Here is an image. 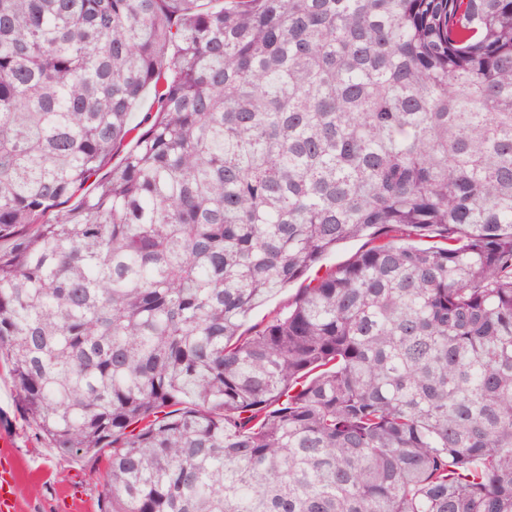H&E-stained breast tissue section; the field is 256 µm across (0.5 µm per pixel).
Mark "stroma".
I'll return each mask as SVG.
<instances>
[{
    "label": "stroma",
    "instance_id": "35a3bbf8",
    "mask_svg": "<svg viewBox=\"0 0 512 512\" xmlns=\"http://www.w3.org/2000/svg\"><path fill=\"white\" fill-rule=\"evenodd\" d=\"M0 448L11 449L20 467V512H102L105 455L70 457L52 448L27 419L2 362Z\"/></svg>",
    "mask_w": 512,
    "mask_h": 512
}]
</instances>
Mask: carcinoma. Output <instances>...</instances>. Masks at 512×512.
I'll list each match as a JSON object with an SVG mask.
<instances>
[{
  "instance_id": "1",
  "label": "carcinoma",
  "mask_w": 512,
  "mask_h": 512,
  "mask_svg": "<svg viewBox=\"0 0 512 512\" xmlns=\"http://www.w3.org/2000/svg\"><path fill=\"white\" fill-rule=\"evenodd\" d=\"M196 2L0 0L21 407L104 512H512V0ZM306 278V277H305ZM301 279L300 281L293 283L288 286V289L280 291L273 295L269 300L260 308H258L252 316L249 318L248 322L245 325V328L257 323L266 320L273 312L277 311L280 308H283L288 304V300H291L292 297L297 292L298 288L302 287V282L305 279Z\"/></svg>"
}]
</instances>
